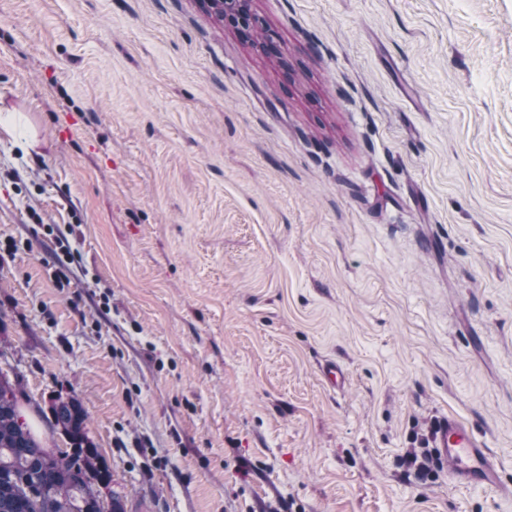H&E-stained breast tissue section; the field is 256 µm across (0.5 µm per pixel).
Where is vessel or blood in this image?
Returning a JSON list of instances; mask_svg holds the SVG:
<instances>
[{
	"instance_id": "obj_1",
	"label": "vessel or blood",
	"mask_w": 512,
	"mask_h": 512,
	"mask_svg": "<svg viewBox=\"0 0 512 512\" xmlns=\"http://www.w3.org/2000/svg\"><path fill=\"white\" fill-rule=\"evenodd\" d=\"M431 446L437 461L447 465L451 484L483 490L500 487L496 458L458 417L445 415L436 420Z\"/></svg>"
}]
</instances>
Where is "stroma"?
<instances>
[{"instance_id": "35a3bbf8", "label": "stroma", "mask_w": 512, "mask_h": 512, "mask_svg": "<svg viewBox=\"0 0 512 512\" xmlns=\"http://www.w3.org/2000/svg\"><path fill=\"white\" fill-rule=\"evenodd\" d=\"M245 6L0 0L6 362L125 512H512V0ZM445 414L501 489L404 476Z\"/></svg>"}]
</instances>
